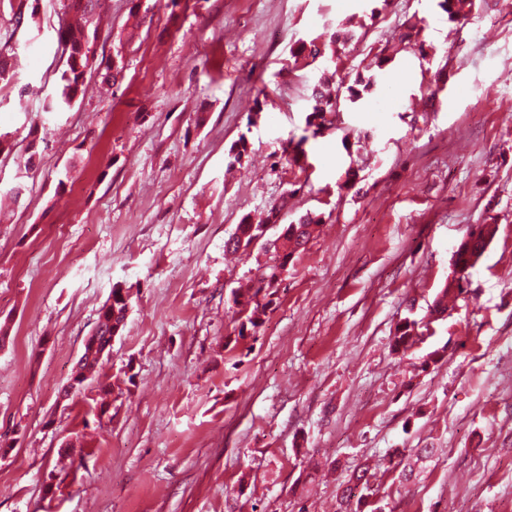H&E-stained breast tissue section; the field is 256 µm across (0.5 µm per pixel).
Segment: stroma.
I'll list each match as a JSON object with an SVG mask.
<instances>
[{"instance_id":"1","label":"stroma","mask_w":512,"mask_h":512,"mask_svg":"<svg viewBox=\"0 0 512 512\" xmlns=\"http://www.w3.org/2000/svg\"><path fill=\"white\" fill-rule=\"evenodd\" d=\"M67 5L38 0L21 28L0 5V48L16 54L0 81V185L33 125L47 128L0 219V512H336L364 465L381 512H512V9L482 0L461 25L438 0H395L338 60L384 95L344 104L316 136L317 68L283 66L369 0H106L93 49L123 77H88L48 116ZM405 13L443 57L400 48ZM388 43L398 54L374 68ZM433 90L436 110L412 111ZM242 137L249 161L227 172ZM286 192L282 224L325 220L241 337L231 291L270 255L224 242ZM490 215L470 293L430 320L457 245ZM118 283L133 292L123 333L60 401ZM407 318L430 333L397 354ZM396 448L434 454L406 479Z\"/></svg>"}]
</instances>
